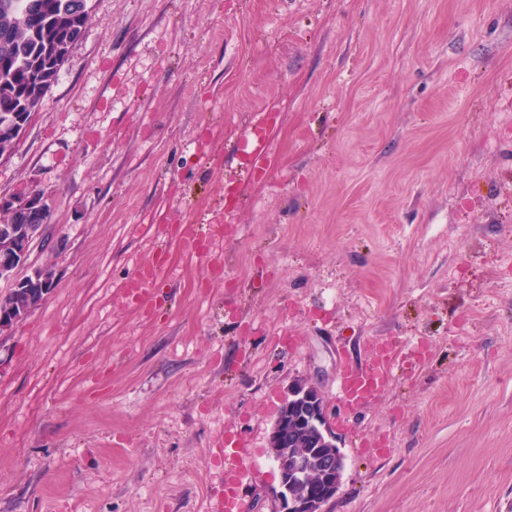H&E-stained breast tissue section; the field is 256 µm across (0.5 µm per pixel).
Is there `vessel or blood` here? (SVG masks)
Listing matches in <instances>:
<instances>
[{
	"mask_svg": "<svg viewBox=\"0 0 512 512\" xmlns=\"http://www.w3.org/2000/svg\"><path fill=\"white\" fill-rule=\"evenodd\" d=\"M268 159L269 142L263 135H251L238 153L240 166L256 180L268 177ZM166 231L178 240L185 252L199 257L208 255L209 238L201 225L190 221L170 224ZM163 266V257H156L152 263L141 267L123 290L125 298L143 312H153L156 307L157 281ZM372 350L373 358L358 366L343 365L339 370L337 385L348 405L358 407L377 400L390 383L394 367L403 358L401 348L391 343H377ZM218 454L223 457L225 465L222 512H248L239 488L243 482L256 480L260 475L251 448L244 440L228 435Z\"/></svg>",
	"mask_w": 512,
	"mask_h": 512,
	"instance_id": "vessel-or-blood-1",
	"label": "vessel or blood"
}]
</instances>
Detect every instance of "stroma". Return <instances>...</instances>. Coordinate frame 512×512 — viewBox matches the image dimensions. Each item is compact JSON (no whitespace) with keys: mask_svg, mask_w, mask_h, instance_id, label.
<instances>
[{"mask_svg":"<svg viewBox=\"0 0 512 512\" xmlns=\"http://www.w3.org/2000/svg\"><path fill=\"white\" fill-rule=\"evenodd\" d=\"M88 5L0 159V194L49 198L55 274L0 335V512H211L228 432L274 512L300 381L344 459L325 512H512V0ZM262 112L258 181L234 154ZM175 218L229 232L190 258ZM159 251L148 317L121 289ZM380 339L422 359L347 406Z\"/></svg>","mask_w":512,"mask_h":512,"instance_id":"1","label":"stroma"}]
</instances>
